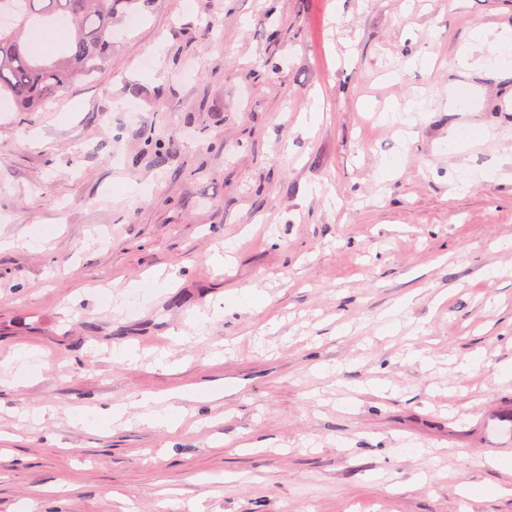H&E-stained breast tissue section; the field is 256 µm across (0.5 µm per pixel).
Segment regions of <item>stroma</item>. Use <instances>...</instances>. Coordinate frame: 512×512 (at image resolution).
Returning a JSON list of instances; mask_svg holds the SVG:
<instances>
[{
  "label": "stroma",
  "mask_w": 512,
  "mask_h": 512,
  "mask_svg": "<svg viewBox=\"0 0 512 512\" xmlns=\"http://www.w3.org/2000/svg\"><path fill=\"white\" fill-rule=\"evenodd\" d=\"M142 19L0 103V512H512V0ZM161 400L155 397L143 396L137 401V406L139 408L145 409L143 413L140 414L141 421L144 424L149 426H156L162 423L166 425L169 424V418L167 415L163 414V410H158L155 408V405L159 404Z\"/></svg>",
  "instance_id": "1"
}]
</instances>
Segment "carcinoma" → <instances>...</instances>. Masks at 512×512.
<instances>
[{"instance_id":"1","label":"carcinoma","mask_w":512,"mask_h":512,"mask_svg":"<svg viewBox=\"0 0 512 512\" xmlns=\"http://www.w3.org/2000/svg\"><path fill=\"white\" fill-rule=\"evenodd\" d=\"M155 0H0V101L35 112L67 85L90 76L112 50L113 19ZM63 26L68 38L52 57L28 42L31 30Z\"/></svg>"}]
</instances>
